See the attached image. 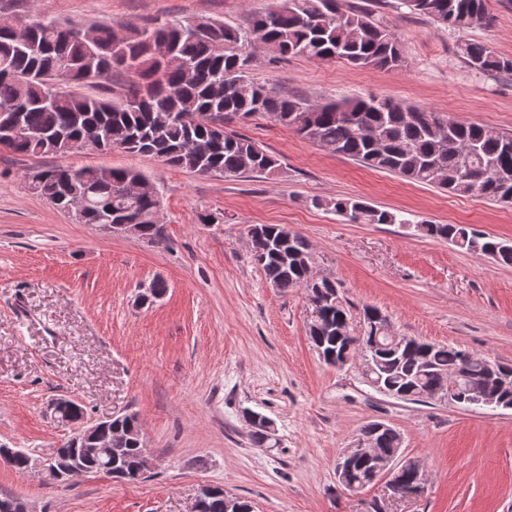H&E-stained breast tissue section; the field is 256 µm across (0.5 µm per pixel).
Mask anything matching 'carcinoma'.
Listing matches in <instances>:
<instances>
[{"mask_svg":"<svg viewBox=\"0 0 512 512\" xmlns=\"http://www.w3.org/2000/svg\"><path fill=\"white\" fill-rule=\"evenodd\" d=\"M433 22L466 29L489 19L488 0H404ZM256 42L270 44L281 56L340 59L369 69H391L402 61L396 35L368 13L341 8L339 0H279L263 12L246 14L229 26L215 19L115 27L108 22H61L36 11L25 34L0 26V126L19 116L23 132L4 144L23 155L69 156L86 144L99 151L121 149L148 155L165 164L201 175L273 176L280 160L252 140L224 131L234 120L257 114L269 116L331 154H339L373 169L450 193L476 195L494 202L512 195V135L491 133L471 123L444 119L424 109L390 99H338L311 104L278 96L248 75ZM459 56L470 66L512 72V58L490 47L465 41ZM126 79L112 84V74ZM418 113L414 120L411 114ZM38 193L64 211L81 206L83 224H95L112 212V220L140 224V239L165 241L159 223V192L153 181L134 168L56 166L39 171ZM333 209L349 222L402 224L392 212L346 198L315 202ZM425 236L446 240L472 254L512 265V242L501 241L465 224H418ZM252 252L267 282L279 290L305 288L320 310L322 328L309 330L312 344L324 353L372 339L350 337L352 319L334 281L307 287L315 263L307 240L279 224L248 226ZM379 364L373 378L402 400L422 401L448 380L458 379V393L469 398L488 395L512 409V388L500 377L512 376V365L491 361L465 349L409 338L402 348L380 338ZM136 415L116 417L98 431L102 447L74 456L92 474L107 466L128 482L148 471L130 427ZM257 448H272L263 425L249 430ZM379 448L402 447L396 429L378 435ZM370 467L361 464L347 481L363 488L371 484ZM230 495L206 499L202 512H228Z\"/></svg>","mask_w":512,"mask_h":512,"instance_id":"cac0c4a2","label":"carcinoma"}]
</instances>
